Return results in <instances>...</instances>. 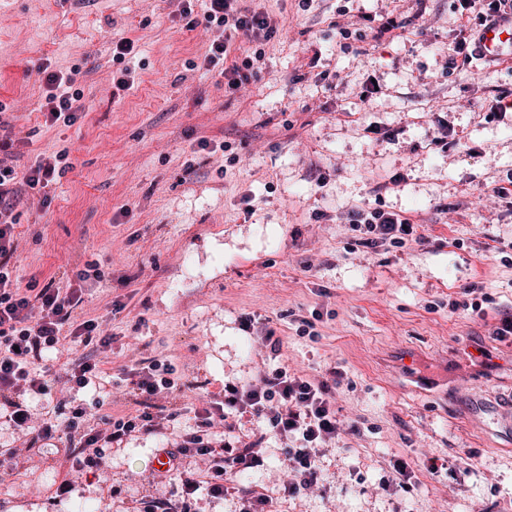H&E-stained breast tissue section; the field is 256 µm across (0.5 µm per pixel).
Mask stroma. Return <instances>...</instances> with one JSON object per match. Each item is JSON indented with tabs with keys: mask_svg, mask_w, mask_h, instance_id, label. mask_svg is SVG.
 Segmentation results:
<instances>
[{
	"mask_svg": "<svg viewBox=\"0 0 512 512\" xmlns=\"http://www.w3.org/2000/svg\"><path fill=\"white\" fill-rule=\"evenodd\" d=\"M252 6L278 30L229 95L203 65L217 31L187 29L180 0H0V120L19 165L64 149L72 164L50 205L32 191L21 207L18 284L63 282L89 264L105 273L81 315L112 349L77 401L92 425L133 413L122 367L166 359L184 384L165 401L179 432L225 383L279 365L310 377L335 368L338 417L360 433L323 452L320 496L283 494L287 463L267 441L252 482L277 512H512V437L496 413L512 396V338L492 334L512 309V197L490 194L512 177V73L480 60L444 70L461 37L452 0ZM341 10L346 39L334 27ZM387 16L406 21V39L372 40L373 20ZM121 37L136 46L125 60L135 84L118 94ZM45 63L79 71L74 125L45 123ZM441 125L444 148L433 144ZM354 208L409 217L423 240L352 248ZM314 312L316 338L299 336L298 319ZM244 316L281 339L277 360L241 330ZM164 446L124 441L106 474L74 478L61 499L63 447L30 448L2 427L0 452L18 454L0 512H132L169 489L154 467ZM398 459L412 470L407 492L383 485Z\"/></svg>",
	"mask_w": 512,
	"mask_h": 512,
	"instance_id": "35a3bbf8",
	"label": "stroma"
}]
</instances>
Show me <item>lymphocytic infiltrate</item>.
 Masks as SVG:
<instances>
[{"label": "lymphocytic infiltrate", "mask_w": 512, "mask_h": 512, "mask_svg": "<svg viewBox=\"0 0 512 512\" xmlns=\"http://www.w3.org/2000/svg\"><path fill=\"white\" fill-rule=\"evenodd\" d=\"M240 2L182 0L180 16L190 29L202 25L240 31L258 43L271 38L275 29L265 13L241 7ZM229 53L228 40L213 41L205 51L204 62L223 77L225 92L234 94L254 76L264 54L257 50L232 64ZM75 82L71 72L46 73V124L70 126L77 122L82 107ZM12 146V139L0 134V420L28 435L34 444L66 440L73 460L72 475L87 469L104 471L109 467L107 448L138 435L166 437L172 415L162 400L178 391L179 385L171 363L144 358L125 372L138 398L135 413L102 418L94 427L87 422L85 407L67 400L63 403L67 410L64 426L34 423L30 397L48 395L57 384L69 392L94 385L103 372L100 352L111 347L112 337L100 331L95 320L77 318L84 303V282L104 278L98 268L77 271L63 285L51 280L24 290L18 286L13 276L18 249L13 235L16 208L26 190L56 183L67 167V155L61 152L54 161L36 163L21 176L13 165ZM348 221L358 246L401 247L419 238L416 225L393 212L353 209ZM67 341L89 346V354L71 362L61 361L58 353ZM340 377L333 369L325 376L310 378L277 367L260 373L254 381L225 385L223 398L203 401L195 408L192 425L180 433L169 451V466L164 472L170 486L168 494L141 503L135 512H188V502L202 489L215 498L236 494L239 512H273L272 496L245 480L246 474L264 465L258 441L271 437L282 442L290 470L284 492L297 495L317 491L323 450L344 436L360 432L357 425H344L336 415ZM243 414L260 421L257 441L237 446L226 443L220 427ZM188 457L202 458L206 469L183 470L182 461Z\"/></svg>", "instance_id": "lymphocytic-infiltrate-1"}]
</instances>
